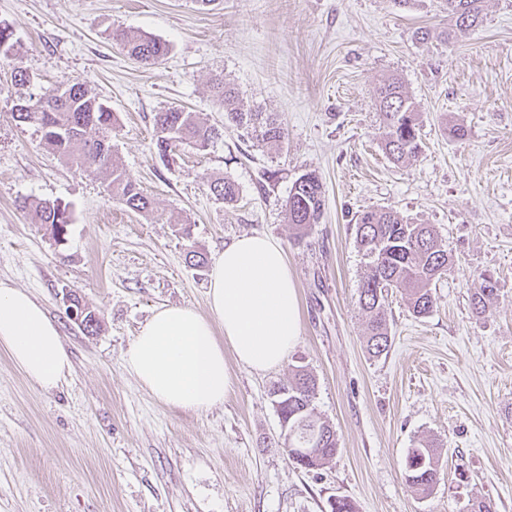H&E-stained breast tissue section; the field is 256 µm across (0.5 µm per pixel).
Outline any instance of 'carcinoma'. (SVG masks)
<instances>
[{
    "mask_svg": "<svg viewBox=\"0 0 512 512\" xmlns=\"http://www.w3.org/2000/svg\"><path fill=\"white\" fill-rule=\"evenodd\" d=\"M443 6L460 30L483 20V0H443ZM108 38L144 65L158 62L169 50L161 40L119 28L111 29ZM15 46L13 31L1 23L0 60L10 58ZM212 92L214 101L224 107V120L228 123L252 129L257 140L265 143H281L286 138V129L275 115L245 108L224 77L212 79ZM374 97L387 158L396 166L416 159L421 152L419 117L400 78L390 75L379 81ZM14 109L18 121L38 126L44 145L68 165L101 178L109 195L129 209L145 215L154 213L153 199L126 177L112 153L115 113L107 103L92 96L83 82L71 80L42 93H31L19 100ZM153 125L155 148L163 159L180 146L204 150L221 136L220 130L204 122L199 113L185 109L156 112ZM207 187L224 203L237 201L238 187L226 177L208 180ZM324 208L322 180L316 171L307 170L290 190L286 203L288 223L304 234L320 223ZM21 209L31 214L33 223L48 226L56 237L63 235L71 223L68 205L57 199H26ZM355 239L368 260V272L358 289V306L366 317V349L378 358L388 353L391 345L388 293L396 290L405 295L413 315H428L435 302L432 286L448 274L452 256L434 225L415 224L391 209H369L358 215ZM498 292V281L492 275L484 272L474 278L472 313L478 318L490 314ZM315 391V378L301 367L295 369L288 383L274 389L279 419L288 428V447L313 449L311 458L302 463L305 469L324 465L339 450L336 430L315 413ZM404 472L416 492L431 494L440 479L437 449L422 443L409 449Z\"/></svg>",
    "mask_w": 512,
    "mask_h": 512,
    "instance_id": "1",
    "label": "carcinoma"
}]
</instances>
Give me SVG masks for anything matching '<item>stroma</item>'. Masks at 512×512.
Listing matches in <instances>:
<instances>
[{
	"mask_svg": "<svg viewBox=\"0 0 512 512\" xmlns=\"http://www.w3.org/2000/svg\"><path fill=\"white\" fill-rule=\"evenodd\" d=\"M484 21L443 43L418 30L450 24L440 0H0L16 41L0 62V281L29 291L60 330L72 369L41 389L0 350V512H470L477 500L512 512V0H485ZM121 28L166 42L157 64L107 39ZM20 68L34 83L12 85ZM397 74L419 111L422 153L393 165L381 148L373 88ZM224 76L251 108L276 114L281 144L226 125L210 82ZM86 84L118 116L112 149L162 220L110 197L18 122L25 92ZM199 113L223 135L203 151L155 149L152 116ZM461 125L465 139L450 130ZM317 170L326 205L298 236L285 204L295 179ZM273 181L260 180L262 171ZM239 188L225 205L208 179ZM68 204L62 239L33 223L23 199ZM390 208L432 224L453 265L430 314L390 293L391 347L371 357L357 308L365 260L355 218ZM191 227L182 237L178 224ZM262 233L284 248L300 306V335L266 372L225 361L231 388L202 414L168 409L121 357L165 306L207 308L208 268L233 238ZM494 275L492 314L473 316L474 275ZM76 292L101 321L83 331L66 314ZM317 380L314 408L339 451L307 470L292 462L272 390L294 367ZM441 454L440 480L418 496L404 460L418 440Z\"/></svg>",
	"mask_w": 512,
	"mask_h": 512,
	"instance_id": "stroma-1",
	"label": "stroma"
}]
</instances>
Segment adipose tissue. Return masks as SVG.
Listing matches in <instances>:
<instances>
[{
	"label": "adipose tissue",
	"mask_w": 512,
	"mask_h": 512,
	"mask_svg": "<svg viewBox=\"0 0 512 512\" xmlns=\"http://www.w3.org/2000/svg\"><path fill=\"white\" fill-rule=\"evenodd\" d=\"M206 311L157 310L122 355L125 369L163 406L202 413L230 389L225 353L250 370L281 365L300 333L297 289L282 247L244 235L225 243L209 272ZM0 347L41 388L72 361L57 324L31 293L0 282Z\"/></svg>",
	"instance_id": "1"
}]
</instances>
